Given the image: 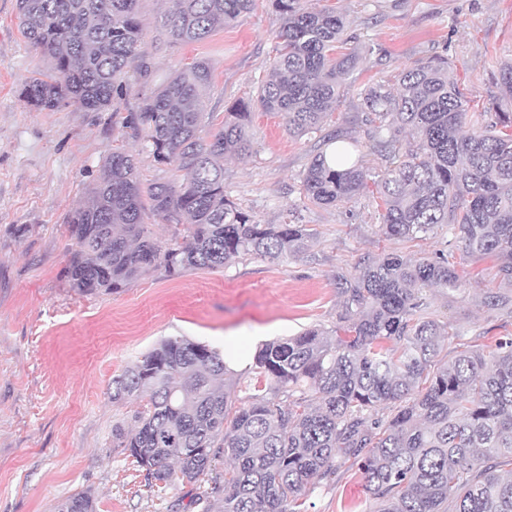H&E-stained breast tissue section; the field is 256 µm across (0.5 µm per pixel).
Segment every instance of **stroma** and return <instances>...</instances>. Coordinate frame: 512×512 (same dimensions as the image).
<instances>
[{"instance_id":"obj_1","label":"stroma","mask_w":512,"mask_h":512,"mask_svg":"<svg viewBox=\"0 0 512 512\" xmlns=\"http://www.w3.org/2000/svg\"><path fill=\"white\" fill-rule=\"evenodd\" d=\"M346 16L348 48L360 61L319 131L290 134L257 97L270 76L279 18L267 0L201 42L180 45L162 28L165 0H140V53L151 74L131 75L106 112L76 106L34 112L18 98L22 82L48 61L18 27L17 0H0V512H55L85 492L97 512H199L185 489L147 485L133 458L112 449V427L131 425L136 401L113 402L112 379L162 340L183 336L251 362L262 343L317 326L333 329L339 312L336 275L361 259L395 252L411 260L447 255L463 291L429 295L432 318L463 331L472 344L512 336L480 305L483 289L501 284L498 263L461 262L447 229L421 241L385 237L381 201L364 191L336 207L310 204L300 192L312 157L343 135L371 171L373 131L361 89L397 86L412 62L442 57L473 112H491L496 77L512 61V0H309ZM208 61L212 86L204 111L222 120L239 102L252 112L253 148L224 161V192L260 224H305L307 251L284 261L251 257L214 271L169 275L149 270L119 292L84 295L71 288L74 241L68 216L79 207L106 158L134 155L144 185L181 183L157 164L143 137L114 123L174 69ZM357 469L336 474L300 496L296 512H374Z\"/></svg>"}]
</instances>
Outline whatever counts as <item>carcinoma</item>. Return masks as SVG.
<instances>
[{
  "instance_id": "carcinoma-1",
  "label": "carcinoma",
  "mask_w": 512,
  "mask_h": 512,
  "mask_svg": "<svg viewBox=\"0 0 512 512\" xmlns=\"http://www.w3.org/2000/svg\"><path fill=\"white\" fill-rule=\"evenodd\" d=\"M140 0H17L23 37L49 68L25 81L37 111L76 105L103 112L126 90L139 58ZM279 16L271 79L260 88L266 112L288 131L320 128L336 107L358 58L336 53L346 18L303 0H268ZM256 0H168L162 26L177 44L204 40L251 13ZM212 82L198 61L146 97L124 127L145 134L154 161L184 172L183 182L144 189L135 157L114 150L93 178L85 203L68 217L75 248L67 278L84 294L115 293L151 268L176 274L218 270L248 257L286 260L312 238L305 224H258L224 194V158L252 147L246 104L224 113L217 130L203 111ZM497 88L512 101V62ZM375 124L368 151L385 161L373 173L343 147L317 153L303 173L310 203L337 206L373 185L381 229L408 241L446 225L463 255L500 262L505 288L483 304L512 318V112H468L448 76L429 58L401 71L398 90L361 92ZM413 143L402 150L405 136ZM187 235L166 244L144 224V200ZM463 287L439 253L415 262L397 253L367 258L336 276V327H310L266 342L253 365L234 373L224 355L183 337L161 341L112 378V402L142 401L135 427H112V447L134 459L148 484L194 486L201 512H291L290 503L346 464L358 466L376 512H512V337L486 352L448 333L428 313L427 291ZM456 355L437 360L448 339ZM255 394L237 403V392ZM394 404L384 418L377 410ZM229 455L233 468L216 464ZM56 512H96L78 493Z\"/></svg>"
}]
</instances>
